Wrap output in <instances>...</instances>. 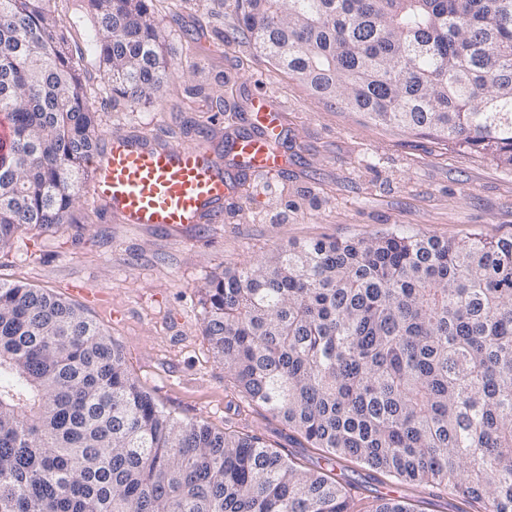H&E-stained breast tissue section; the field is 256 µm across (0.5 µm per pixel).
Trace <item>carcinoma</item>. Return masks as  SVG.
Returning <instances> with one entry per match:
<instances>
[{
	"mask_svg": "<svg viewBox=\"0 0 512 512\" xmlns=\"http://www.w3.org/2000/svg\"><path fill=\"white\" fill-rule=\"evenodd\" d=\"M242 35L348 112L512 166V0H238ZM108 104L168 84L153 0H88ZM55 0H0V251L65 224L97 148ZM232 387L333 465L512 512V239L295 244L202 286ZM0 512H356L329 470L159 407L70 301L0 282Z\"/></svg>",
	"mask_w": 512,
	"mask_h": 512,
	"instance_id": "carcinoma-1",
	"label": "carcinoma"
}]
</instances>
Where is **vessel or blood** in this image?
<instances>
[{
	"label": "vessel or blood",
	"instance_id": "b4317fda",
	"mask_svg": "<svg viewBox=\"0 0 512 512\" xmlns=\"http://www.w3.org/2000/svg\"><path fill=\"white\" fill-rule=\"evenodd\" d=\"M256 133L231 140L230 152L245 175L280 176L288 154L279 145L280 109L266 97L252 102ZM93 201L119 224L150 225L178 231L217 224L224 202L234 193L222 154L203 143L173 149L140 135L112 136L107 151L91 167Z\"/></svg>",
	"mask_w": 512,
	"mask_h": 512
}]
</instances>
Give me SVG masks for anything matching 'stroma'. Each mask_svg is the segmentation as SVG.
<instances>
[{
    "label": "stroma",
    "mask_w": 512,
    "mask_h": 512,
    "mask_svg": "<svg viewBox=\"0 0 512 512\" xmlns=\"http://www.w3.org/2000/svg\"><path fill=\"white\" fill-rule=\"evenodd\" d=\"M171 77L160 103L103 106L89 92L102 134L132 132L181 148L204 140L224 152L251 134V102L266 95L284 115L290 166L282 176L242 178L218 224L175 235L113 222L83 183L68 223L29 227L0 251V281L61 295L84 308L123 351L132 377L172 415L220 430L255 434L283 456L317 469L265 409L235 395L204 334L200 288L214 274L259 262L291 244L357 240L391 233L489 241L512 237V166L435 136L384 127L313 94L276 69L239 31L237 0H155ZM73 46L95 68L101 39L78 0H56ZM100 298L87 300L83 288ZM342 486L358 488L359 512L405 498L414 512H457V494L393 482L354 460L336 465Z\"/></svg>",
    "instance_id": "1"
}]
</instances>
